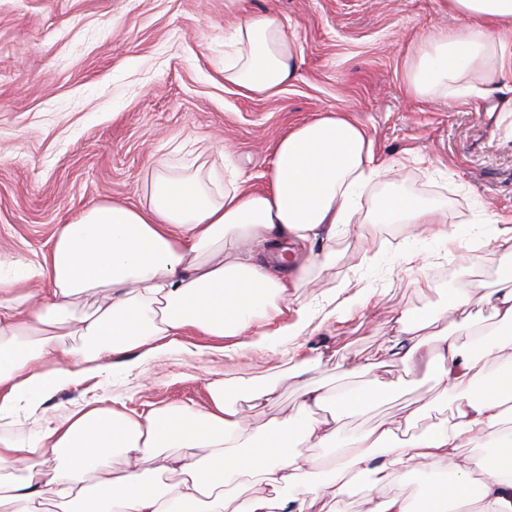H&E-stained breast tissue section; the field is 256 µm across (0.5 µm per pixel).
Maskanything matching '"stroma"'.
Segmentation results:
<instances>
[{"label":"stroma","instance_id":"35a3bbf8","mask_svg":"<svg viewBox=\"0 0 512 512\" xmlns=\"http://www.w3.org/2000/svg\"><path fill=\"white\" fill-rule=\"evenodd\" d=\"M245 11L275 12L295 42L297 77L276 95L224 85V24ZM447 22L448 0H0V259L40 258L58 226L91 204L138 203L152 173L183 156L216 162L231 146L250 185L267 188L276 141L322 111L348 112L393 160L375 193L423 196L447 207L452 224L479 208L512 219V119L492 110L502 93L422 104L406 94L408 39ZM408 243L407 225L358 224L330 244L328 269L291 289L290 307L318 305L346 285L372 295L291 337L289 354L173 350L141 374L113 376L104 406H203L220 376L232 400L244 382L275 387L258 426L298 410L295 371L331 383L363 366L390 391L374 392L351 426L411 410L421 429L450 418L457 393L384 349L402 315L441 312L452 288L499 287L512 265L485 236L461 259L433 242L411 266L391 262ZM367 250L386 258L365 265Z\"/></svg>","mask_w":512,"mask_h":512}]
</instances>
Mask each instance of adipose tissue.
Segmentation results:
<instances>
[{
    "label": "adipose tissue",
    "mask_w": 512,
    "mask_h": 512,
    "mask_svg": "<svg viewBox=\"0 0 512 512\" xmlns=\"http://www.w3.org/2000/svg\"><path fill=\"white\" fill-rule=\"evenodd\" d=\"M452 26L416 37L405 55L407 92L484 97L512 80V0H448ZM298 71L294 41L269 13H242L224 27V84L273 95ZM366 129L335 112L292 127L275 144L269 186L257 190L233 164L176 163L154 174L138 204L96 203L59 225L41 260H0V512H310L314 500L341 507L369 498L370 512H449L477 501V512H512V285L493 291L452 288L448 314L489 306L496 327L465 348L433 314L402 316L389 354L434 369L458 393L450 419L415 431V414L356 433L347 420L369 406L363 369L330 390L296 374L302 413L259 426L249 409L272 388L248 389V408L209 381V404L152 406L129 415L99 401L48 416L61 391L99 377L109 357L141 364L176 344L187 329L222 339L218 351L278 352L285 337L314 319L288 306L310 269L326 270L316 243L355 224H408L417 239L466 248L473 225L489 226L512 259V228L477 214L452 224L446 209L395 189L369 188L388 169ZM288 254L272 273L260 255ZM93 296L89 311L77 300ZM79 337L66 345L59 329ZM35 422L29 435L18 426ZM304 443L305 452L294 451ZM474 447L470 464L457 461ZM347 451L340 465L308 451ZM125 460L112 465L113 457ZM156 471L141 470L144 457ZM485 470L472 487V468ZM173 474L162 482L161 474ZM397 483L415 497L386 495Z\"/></svg>",
    "instance_id": "adipose-tissue-1"
}]
</instances>
